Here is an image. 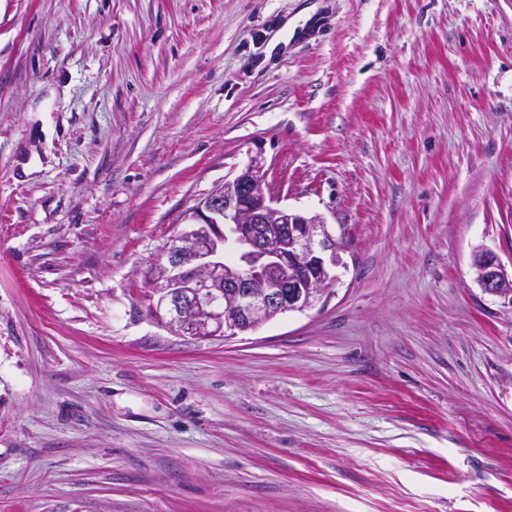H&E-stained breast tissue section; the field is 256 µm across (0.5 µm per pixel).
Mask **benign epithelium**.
I'll list each match as a JSON object with an SVG mask.
<instances>
[{
    "mask_svg": "<svg viewBox=\"0 0 512 512\" xmlns=\"http://www.w3.org/2000/svg\"><path fill=\"white\" fill-rule=\"evenodd\" d=\"M342 245L319 215L279 205L263 160L193 208L149 272L151 316L169 332L224 338L328 297ZM483 291L512 304V275L487 249L472 255Z\"/></svg>",
    "mask_w": 512,
    "mask_h": 512,
    "instance_id": "1",
    "label": "benign epithelium"
}]
</instances>
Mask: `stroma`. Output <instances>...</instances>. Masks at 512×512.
I'll list each match as a JSON object with an SVG mask.
<instances>
[{
    "mask_svg": "<svg viewBox=\"0 0 512 512\" xmlns=\"http://www.w3.org/2000/svg\"><path fill=\"white\" fill-rule=\"evenodd\" d=\"M343 246L225 339L147 278L249 160ZM512 0H0V512H512ZM471 266L483 291L512 304V274L508 275L504 265L491 251L483 248L474 251Z\"/></svg>",
    "mask_w": 512,
    "mask_h": 512,
    "instance_id": "1",
    "label": "stroma"
}]
</instances>
